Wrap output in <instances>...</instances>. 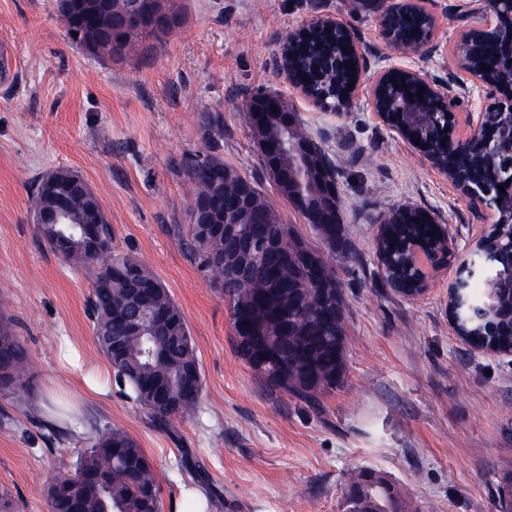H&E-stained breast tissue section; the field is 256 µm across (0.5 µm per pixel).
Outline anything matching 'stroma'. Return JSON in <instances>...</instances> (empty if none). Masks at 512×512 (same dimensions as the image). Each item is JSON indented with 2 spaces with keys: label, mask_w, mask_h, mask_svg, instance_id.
Returning a JSON list of instances; mask_svg holds the SVG:
<instances>
[{
  "label": "stroma",
  "mask_w": 512,
  "mask_h": 512,
  "mask_svg": "<svg viewBox=\"0 0 512 512\" xmlns=\"http://www.w3.org/2000/svg\"><path fill=\"white\" fill-rule=\"evenodd\" d=\"M470 0H426L438 50L392 51L362 0H176L180 21L161 40L98 56L73 43L56 0H0V44L16 67L0 78V317L29 350L21 399L0 394V489L19 512H46L43 492L73 471L91 439L118 427L152 462L163 512L201 487L208 512H346L347 475L372 466L418 512H495L512 471V359L475 352L448 318L442 268L420 297L382 284L379 219L405 205L434 211L459 246L493 219L372 110L367 86L324 112L278 69L279 35L319 15L354 28L370 69L380 57L455 83L451 46ZM291 97L310 135L342 161L349 254L333 253L347 306L345 384L312 405L266 386L237 354L229 305L180 238L190 222L185 157L205 151L201 108L224 121L225 163L256 182L282 220L308 226L264 173L244 108L252 96ZM66 168L96 194L112 246L142 259L181 308L203 390L195 412L154 425L119 389L90 398L61 364L107 367L90 316L94 274L61 261L36 234L28 198Z\"/></svg>",
  "instance_id": "1"
}]
</instances>
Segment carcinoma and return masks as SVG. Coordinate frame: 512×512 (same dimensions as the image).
Wrapping results in <instances>:
<instances>
[{"instance_id": "cac0c4a2", "label": "carcinoma", "mask_w": 512, "mask_h": 512, "mask_svg": "<svg viewBox=\"0 0 512 512\" xmlns=\"http://www.w3.org/2000/svg\"><path fill=\"white\" fill-rule=\"evenodd\" d=\"M123 5L117 0L102 4L98 14L79 10L62 17L73 41L93 53L112 54V40L133 45L139 38L167 35L166 28L132 29L117 26ZM341 30L323 33L296 48V74L309 78L311 89L336 102L329 82L324 80L322 60L341 39ZM282 107L293 113L294 123L283 127L281 120L266 121L265 128L253 132L256 142L276 148L277 168L288 180L276 182L280 193L294 202L303 195L311 200L326 198L320 183L336 182L338 170L321 145L304 129L292 102L277 95ZM198 125L209 152L185 163L191 185V200L206 199L215 223H224V210L235 206L239 184L247 181L220 155L224 123L219 113L202 109ZM310 146L308 165L294 153L291 143ZM80 176L60 168L43 177L30 196L33 213L54 207V194L45 188L56 182L73 188ZM70 217L66 224H38L36 233L50 251L65 262L94 271L90 299L97 343L112 366L116 384L127 398L138 404L160 428L194 412L202 389V378L189 325L162 282L136 256L112 251V227L98 197L89 190L68 198ZM255 207L264 215L262 224L241 225L242 237L255 252L254 271L243 284L233 277L240 257L224 250V235L205 224L188 225L183 239L197 265L213 284L224 290L229 301L234 344L239 356L259 378L283 392L311 404L320 396L344 386L347 367V325L345 299L335 268L323 250L313 246L295 224H287L254 192ZM300 215L320 240L334 251L345 244L343 224H313L305 210ZM91 226L100 240L94 256L81 247L85 226ZM512 228L493 225L478 247L480 253L497 256V239ZM279 239L288 245V262L279 263L268 252L266 243ZM436 241V229L417 217L397 213L396 222L385 226L378 257L385 283L407 295L421 287L417 271L410 265L414 245ZM136 271L152 284L145 297L153 311L150 330L131 334L125 318L139 307L127 273ZM459 335L476 346L492 347L503 355L512 353V292L499 291L496 305L465 314ZM29 358L25 343L8 320L0 321V391L15 394L25 387ZM60 486L45 492L47 512H148L146 491H154L155 510L161 509L160 490L151 461L139 442L126 431L112 427L98 433L73 472L59 480ZM348 512H410L396 483L372 467L352 471L344 491ZM498 512H512V476L505 478L500 491Z\"/></svg>"}]
</instances>
